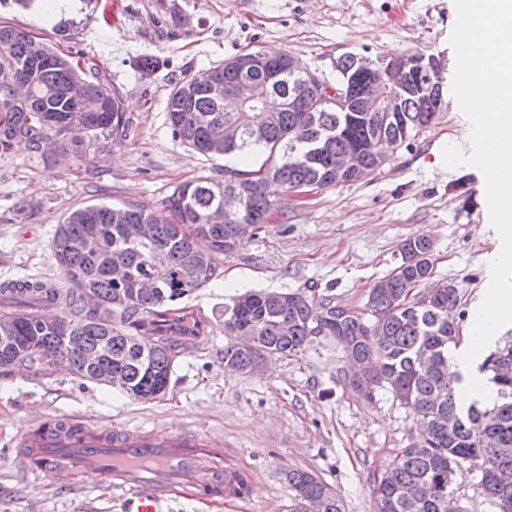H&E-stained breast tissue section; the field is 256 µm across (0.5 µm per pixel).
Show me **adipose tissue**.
I'll list each match as a JSON object with an SVG mask.
<instances>
[{
	"label": "adipose tissue",
	"mask_w": 512,
	"mask_h": 512,
	"mask_svg": "<svg viewBox=\"0 0 512 512\" xmlns=\"http://www.w3.org/2000/svg\"><path fill=\"white\" fill-rule=\"evenodd\" d=\"M512 324V289L504 286L489 289L483 305L472 314L469 338L465 346L451 356L450 378L461 379L463 387L471 395L485 401H493L495 392L482 376L473 371L478 351L498 335L500 329Z\"/></svg>",
	"instance_id": "obj_1"
}]
</instances>
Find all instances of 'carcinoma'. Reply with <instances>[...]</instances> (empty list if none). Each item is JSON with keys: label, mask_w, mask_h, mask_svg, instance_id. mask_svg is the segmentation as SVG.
<instances>
[{"label": "carcinoma", "mask_w": 512, "mask_h": 512, "mask_svg": "<svg viewBox=\"0 0 512 512\" xmlns=\"http://www.w3.org/2000/svg\"><path fill=\"white\" fill-rule=\"evenodd\" d=\"M73 49L54 50L42 39L0 25V148L24 138L36 149L50 145L76 157L87 141L116 139L125 131L122 96L112 84L83 69ZM254 97L234 104L243 77L224 65L179 82L167 102L173 135L213 158H249L263 153L256 169L224 167L242 184L232 195L224 182L200 177L180 184L160 212L133 201L94 203L71 211L58 225L52 251L66 280L20 279L0 285V368L44 367L64 356L79 379L117 375L125 394L153 400L167 389L180 353L168 336H201V324L175 305L218 276L217 259L270 223L274 192L309 185L332 187L375 170L369 146L407 147L444 105L442 90L425 86L416 70L401 80L396 112H364L354 57L337 64L333 91L347 94L341 111L323 103L328 86L307 82L297 65L277 85L264 70L251 73ZM219 77L224 103L202 92ZM399 80L391 85L396 87ZM80 132L68 133L73 121ZM359 150L360 171L336 172V156ZM125 224H151L153 239L139 244L122 234ZM205 238L209 251L196 239ZM430 239L403 241L401 263L370 288L363 308L329 295L249 291L224 308V371L253 374L273 357L295 356L315 339L336 343L343 357L361 362L358 377L343 376L345 389L371 400L386 390L413 418L417 438L399 449L376 482L375 512H463L452 486L455 468L473 456L490 462L481 474L482 493L498 512H512V339L478 363L490 374L497 399L485 406L448 384L449 351L461 341L464 295L455 286L424 294L417 287L433 274ZM426 301L417 307L416 296ZM105 347L109 358L92 370L88 353ZM293 491L288 512H344L336 490L317 474L285 472Z\"/></svg>", "instance_id": "1"}]
</instances>
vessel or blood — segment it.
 Wrapping results in <instances>:
<instances>
[{
    "label": "vessel or blood",
    "mask_w": 512,
    "mask_h": 512,
    "mask_svg": "<svg viewBox=\"0 0 512 512\" xmlns=\"http://www.w3.org/2000/svg\"><path fill=\"white\" fill-rule=\"evenodd\" d=\"M223 439L186 430L45 421L14 446L27 472L59 478L81 475L106 481L122 512H173L190 499L212 504L241 500L239 470L226 466Z\"/></svg>",
    "instance_id": "1"
}]
</instances>
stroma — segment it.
I'll return each instance as SVG.
<instances>
[{"label": "stroma", "mask_w": 512, "mask_h": 512, "mask_svg": "<svg viewBox=\"0 0 512 512\" xmlns=\"http://www.w3.org/2000/svg\"><path fill=\"white\" fill-rule=\"evenodd\" d=\"M456 19L454 0H79L75 10L49 16L1 8L0 23L99 64L122 95L128 134L92 143L83 158L39 153L26 141L0 150V281L61 280L52 239L73 209L131 200L157 212L181 182L223 179V160L195 154L172 134L166 105L176 82L267 49L287 51L331 82L344 56L396 54L435 57L449 80ZM470 134L450 95L436 121L379 170L277 198L275 223L221 258L218 278L183 299L206 320V345L176 359L160 398L138 401L57 365L0 370V512H120L107 484L81 476L53 483L17 468L9 444L42 416L222 436L225 464L249 479L248 499L216 511L184 500L175 512H288V468L332 485L344 512H374V477L417 437L408 411L385 391L370 401L345 392L346 363L325 338L260 373L226 372L224 307L249 290L365 303L371 284L400 263L402 241L423 234L433 243V282L454 284L474 309L490 284L499 235L481 171L449 168L442 158L448 145L470 153Z\"/></svg>", "instance_id": "obj_1"}]
</instances>
